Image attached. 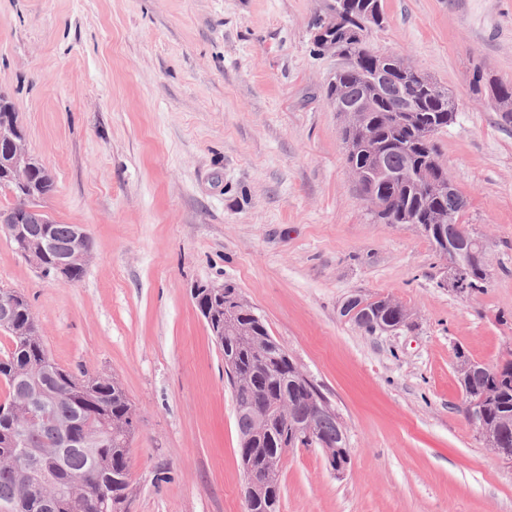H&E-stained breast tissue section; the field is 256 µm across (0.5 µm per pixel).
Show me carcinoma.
<instances>
[{"instance_id":"carcinoma-1","label":"carcinoma","mask_w":512,"mask_h":512,"mask_svg":"<svg viewBox=\"0 0 512 512\" xmlns=\"http://www.w3.org/2000/svg\"><path fill=\"white\" fill-rule=\"evenodd\" d=\"M352 13L336 17V29L356 28L361 16L372 8V0H353ZM339 54L347 65L336 72V85L327 95L336 96L337 110L357 106L364 114L366 129L382 155V171L368 179L362 197L367 203L374 192L385 204L378 213L385 224H416L424 228L425 236L436 251L443 252V242L434 232L437 216L451 212L447 224L448 243L458 240L465 229L458 224V207L453 196L439 197L418 188L421 172L437 180L448 175L447 167L439 161L433 142L434 134L452 122L456 109L448 92L440 86L424 85L411 71H383L377 92L368 93L369 79L378 71L383 55L373 52L366 43L340 44ZM489 85L498 89L492 101L501 112L512 110V84L492 80ZM390 172L406 178L392 181ZM472 289L483 287L487 268L483 263L468 262L464 269ZM365 309L383 325L404 323L406 308L390 303L388 298L363 300ZM10 334L11 348L0 357V381L8 387V396L0 402V504L17 498L21 485L13 466L3 458L19 453L18 447L56 448L61 435L57 428L40 427L29 433L25 442H14L12 409L30 392L41 390L56 393L51 406L56 422L73 421L82 415L91 431L110 430V444L96 451L90 460L84 449H65L63 468L54 471L55 480L67 482L68 472H86V483L79 491L55 501L52 512H89L88 503L96 498L105 504L103 512H123L129 490V417L131 404L122 389L112 385V379L102 378L96 386L82 393H71L66 386L67 370L59 364L45 361L48 351L39 329L31 319L20 315L14 324L5 328ZM224 356L234 358V368L225 372L232 388L236 407V422L240 437L239 456L243 467L279 474L281 450L309 447L311 442L296 435L294 426L304 419L308 400L320 395L310 382H293L294 361L286 350L273 345V338L260 317L242 313L237 317L236 335L224 337L218 343ZM464 392L478 401L485 410V427L499 441L512 448V360L497 368L475 366L466 377ZM290 403L289 417L277 420L273 433L257 430L252 413L245 406L280 407ZM340 423L336 414H329L317 425V437L330 448L339 447ZM279 480L267 484L247 499L248 512H279Z\"/></svg>"}]
</instances>
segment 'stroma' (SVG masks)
Masks as SVG:
<instances>
[{"instance_id": "1", "label": "stroma", "mask_w": 512, "mask_h": 512, "mask_svg": "<svg viewBox=\"0 0 512 512\" xmlns=\"http://www.w3.org/2000/svg\"><path fill=\"white\" fill-rule=\"evenodd\" d=\"M331 0H0V91L51 172L42 206L93 239L81 281L43 276L0 230V288L51 357L116 379L138 418L126 512H246L224 357L191 297L230 283L330 403L350 461L292 448L280 512H512V464L467 421L458 354L512 359V0H382L366 40L448 89L437 136L487 245L484 288L444 286L421 231L383 224L346 162L320 51ZM388 297L405 325L340 314Z\"/></svg>"}]
</instances>
